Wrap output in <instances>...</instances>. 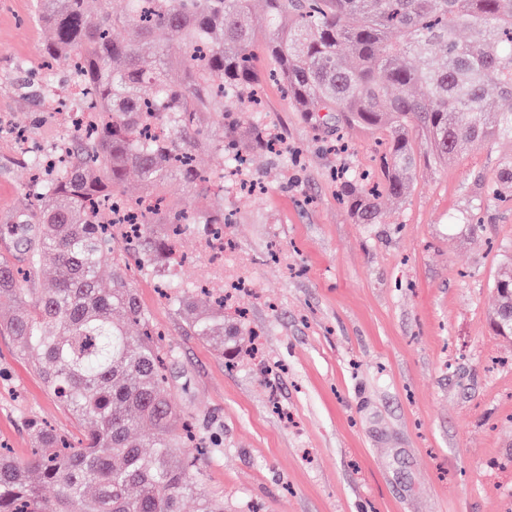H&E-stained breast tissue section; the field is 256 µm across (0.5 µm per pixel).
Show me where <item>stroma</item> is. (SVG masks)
I'll list each match as a JSON object with an SVG mask.
<instances>
[{
	"label": "stroma",
	"mask_w": 512,
	"mask_h": 512,
	"mask_svg": "<svg viewBox=\"0 0 512 512\" xmlns=\"http://www.w3.org/2000/svg\"><path fill=\"white\" fill-rule=\"evenodd\" d=\"M33 0H0V111L42 127L24 95L46 35ZM277 153L254 152V193L224 196L231 248L214 257L200 231L185 235L179 279L237 286L225 323L245 309L246 335L226 361L183 333L159 277L127 274L164 349L170 398L216 437L205 490L224 512H512V337L496 335L493 281L512 254V208L487 204L482 183L512 141L491 140L437 163L421 147L404 198L385 200L376 224L355 223L337 195L336 170L364 168L370 132H348L336 154L335 120L294 111L279 84L263 91ZM209 124L195 164L218 174L219 139L246 138L249 115ZM30 169L0 145V217L22 199ZM480 210L482 223L465 218ZM78 434L71 416L0 335V441L18 459L26 423Z\"/></svg>",
	"instance_id": "1"
}]
</instances>
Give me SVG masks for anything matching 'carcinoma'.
<instances>
[{
	"label": "carcinoma",
	"instance_id": "cac0c4a2",
	"mask_svg": "<svg viewBox=\"0 0 512 512\" xmlns=\"http://www.w3.org/2000/svg\"><path fill=\"white\" fill-rule=\"evenodd\" d=\"M104 0H34V20L48 33L40 56L44 102L64 88L52 61L64 56L82 75L97 118L59 139L63 166L36 184L42 157L31 156L24 202L3 220L27 255L20 269L0 258V331L18 353L38 359L44 388L84 430L75 441L36 421L25 462L0 445V512H224V500L202 492L201 464L219 447L199 436L170 400L165 357L148 313L124 267L174 279L185 257L178 245L194 224H215L192 206L171 208L163 188L178 175L190 184L210 177L194 166L200 115L224 116V105L256 101L253 0H125L120 13ZM276 24L266 43L297 112L363 127L380 136L372 171L348 174L343 197L358 224H374L380 199L404 197L418 145L447 160L465 147L512 139V0H264ZM130 32L128 40L112 30ZM466 28L472 36L458 38ZM177 39L182 55L166 44ZM498 100L489 113L487 99ZM162 124L166 135L151 134ZM135 171L147 194L124 189ZM494 203L512 200V155L486 184ZM119 201L134 211L121 234L95 205ZM53 276L41 280L42 264ZM112 260L109 286L99 271ZM172 297L184 334L236 356L239 327L224 330V298L200 309L197 289L178 283ZM494 329L512 336V260L494 283ZM147 427V442L135 439ZM151 452H145V449ZM50 487L54 496L46 498Z\"/></svg>",
	"mask_w": 512,
	"mask_h": 512
}]
</instances>
